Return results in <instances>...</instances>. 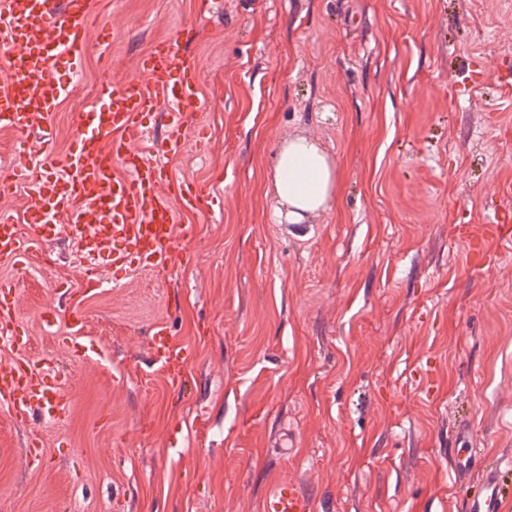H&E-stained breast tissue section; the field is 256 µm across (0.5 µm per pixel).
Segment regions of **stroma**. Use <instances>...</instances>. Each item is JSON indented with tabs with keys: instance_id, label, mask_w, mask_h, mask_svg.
Wrapping results in <instances>:
<instances>
[{
	"instance_id": "stroma-1",
	"label": "stroma",
	"mask_w": 512,
	"mask_h": 512,
	"mask_svg": "<svg viewBox=\"0 0 512 512\" xmlns=\"http://www.w3.org/2000/svg\"><path fill=\"white\" fill-rule=\"evenodd\" d=\"M175 36L207 135L161 162L214 206L176 209L189 257L165 277L84 290L62 235L0 263L26 330L0 361L66 382L62 417L0 413V512H263L280 481L310 512H461L458 431L512 458V223L490 264L457 234L512 211V0H94L54 156L100 71L149 90L138 61ZM296 136L335 162L338 197L288 224L268 176ZM75 310L102 357L72 356ZM160 323L190 354L184 389L153 363Z\"/></svg>"
}]
</instances>
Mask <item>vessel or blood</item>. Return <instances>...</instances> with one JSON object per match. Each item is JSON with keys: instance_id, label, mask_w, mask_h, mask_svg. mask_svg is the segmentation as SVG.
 I'll return each instance as SVG.
<instances>
[{"instance_id": "b4317fda", "label": "vessel or blood", "mask_w": 512, "mask_h": 512, "mask_svg": "<svg viewBox=\"0 0 512 512\" xmlns=\"http://www.w3.org/2000/svg\"><path fill=\"white\" fill-rule=\"evenodd\" d=\"M92 0H0V49L10 55V82L0 92V129L27 134L40 147L25 159L0 170V193L26 189L30 204L26 224L37 238L25 237L0 219V261L19 264L32 252L36 239L52 236L51 224L65 218L83 245L79 258L85 287H99L98 269L109 263L116 272L141 268L171 273L185 257L175 210H211L214 199L202 185L170 183L161 164L144 149L146 113L158 104L169 107L163 154L181 153L187 143V123L199 104L197 70L179 40L156 42L142 57L140 68L154 80L145 93L120 87L102 75L98 93L102 105L79 113L78 133L64 158L50 162L51 137L47 116L67 98L82 77L88 52L86 30ZM123 175H116V167ZM11 285L0 286V335L23 332L9 302ZM152 358L172 385L185 377V349L166 327L152 329ZM64 390L52 364L39 366L16 359L0 363V411L22 422L33 404L58 410ZM479 451L458 456L459 480L477 476V488L462 501V512H500L507 497L511 471L496 459L479 460ZM264 512H308L307 498L288 481L269 493Z\"/></svg>"}]
</instances>
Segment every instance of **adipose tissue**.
Segmentation results:
<instances>
[{
  "instance_id": "ef3b65f1",
  "label": "adipose tissue",
  "mask_w": 512,
  "mask_h": 512,
  "mask_svg": "<svg viewBox=\"0 0 512 512\" xmlns=\"http://www.w3.org/2000/svg\"><path fill=\"white\" fill-rule=\"evenodd\" d=\"M337 180L332 158L306 138L289 141L275 155L272 187L279 201L287 205L292 223L329 209Z\"/></svg>"
}]
</instances>
